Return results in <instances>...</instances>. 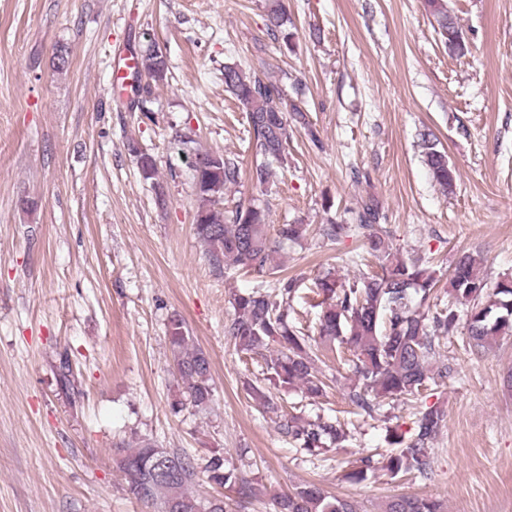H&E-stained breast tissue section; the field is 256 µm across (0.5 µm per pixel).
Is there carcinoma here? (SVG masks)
Returning a JSON list of instances; mask_svg holds the SVG:
<instances>
[{
  "instance_id": "carcinoma-1",
  "label": "carcinoma",
  "mask_w": 512,
  "mask_h": 512,
  "mask_svg": "<svg viewBox=\"0 0 512 512\" xmlns=\"http://www.w3.org/2000/svg\"><path fill=\"white\" fill-rule=\"evenodd\" d=\"M425 4L440 35H448L447 0H425ZM283 26L284 12L277 3L269 9V35L278 38ZM141 63L154 81L166 74V58L150 38L141 53ZM224 85L247 110L249 148L261 158L249 177L260 188L269 182L273 164L283 163L290 126L305 129L313 140L315 132L304 111L287 103L272 81L227 64ZM422 149L432 181L444 193H452L455 170L447 154L429 140L423 141ZM131 151L137 154L144 179H155L154 158L135 146ZM193 159L191 170L199 201L194 224L209 261L220 269H247L271 278L270 292L253 289L234 295L232 313L225 325V333L237 351L266 352L268 384L249 386L250 397L265 412L275 415L282 405L274 400V389H298L309 399L320 398L325 383L316 368L312 337L287 320L297 280L281 275L282 265L277 261L280 246L268 236L265 211L254 204L224 208L225 191L237 184L241 175L238 163L207 150L196 151ZM319 231L331 241L343 236L360 239L381 268V272L365 273L352 284L341 280L333 268L315 281L317 295L322 297L319 340L331 349L344 347L353 352L349 398L361 414L372 417L384 400L406 399L419 393L433 379L430 364L440 337L453 336L462 328L469 349L479 352L493 348L501 337L512 335V276L491 281L486 273L487 258L481 252L465 251L457 256L450 272L448 307L432 314L427 301L435 286V271L425 266L422 258L404 257L393 250L388 231L380 223L378 202L363 201L351 224L330 220L320 225ZM307 232L306 224H283L278 238L297 242ZM167 339L181 380V389L170 404L172 412L177 414L188 407L198 412L207 410L212 400L207 354L195 345L178 317L170 320ZM444 422L443 407H424L416 415L410 435L396 431L388 434V442L396 450L380 462L372 455L360 457L345 478L359 483L378 469L394 477L411 473L428 476L433 444ZM280 429L296 450L311 456L345 448L352 438L336 415L318 414L309 419L291 414L284 418ZM121 467L130 493L147 503L160 504L161 512H226L224 500L215 498L204 503L189 490L195 465L186 456L141 440L128 447ZM205 471L211 482L235 492L243 501L255 495L249 482L236 468L226 465L218 451L207 461ZM277 512H356V508L349 500L304 485L278 496ZM384 512L443 510L428 499L400 496L388 501Z\"/></svg>"
}]
</instances>
